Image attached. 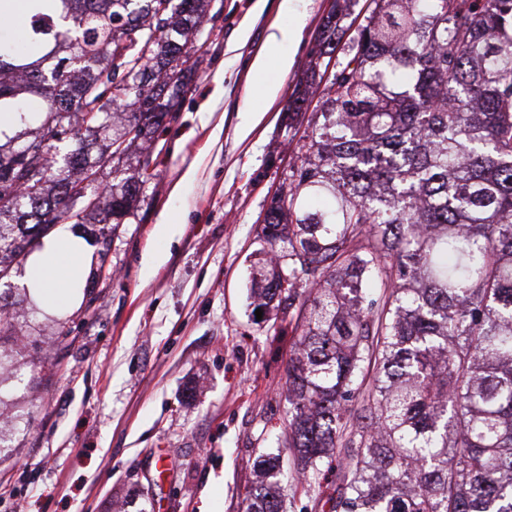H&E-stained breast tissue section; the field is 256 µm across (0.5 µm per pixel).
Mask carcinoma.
I'll list each match as a JSON object with an SVG mask.
<instances>
[{"label": "carcinoma", "mask_w": 512, "mask_h": 512, "mask_svg": "<svg viewBox=\"0 0 512 512\" xmlns=\"http://www.w3.org/2000/svg\"><path fill=\"white\" fill-rule=\"evenodd\" d=\"M210 2L32 0L31 51L0 41L22 125L0 140V281L91 211L105 261L155 178L124 161L179 111ZM357 2L334 0L288 96L298 150L257 231L254 301L295 320L285 447L304 478L336 470L327 512H512V0ZM280 458L241 512H284Z\"/></svg>", "instance_id": "carcinoma-1"}]
</instances>
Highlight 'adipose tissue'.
Masks as SVG:
<instances>
[{"instance_id": "1", "label": "adipose tissue", "mask_w": 512, "mask_h": 512, "mask_svg": "<svg viewBox=\"0 0 512 512\" xmlns=\"http://www.w3.org/2000/svg\"><path fill=\"white\" fill-rule=\"evenodd\" d=\"M301 0H279L281 14L291 16L292 24L277 26L268 35L265 50L252 58L254 73H267L269 68L288 72L293 65L289 51L299 37L305 13ZM88 257L87 249L69 231H60L54 239L45 242L40 251L33 253L28 263V286L39 301L60 307L73 299V281L78 277Z\"/></svg>"}]
</instances>
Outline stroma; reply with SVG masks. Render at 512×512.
<instances>
[{"label": "stroma", "instance_id": "35a3bbf8", "mask_svg": "<svg viewBox=\"0 0 512 512\" xmlns=\"http://www.w3.org/2000/svg\"><path fill=\"white\" fill-rule=\"evenodd\" d=\"M278 2L224 0L196 41L198 65L153 154L156 177L103 268L82 270L92 306L32 316L27 259L12 260L0 512L18 500L26 512H239L256 458L279 450L293 336L256 318L247 276L259 220L296 151L283 107L332 0H303L294 64L276 74L269 101L249 64L272 26L290 22ZM248 108L262 118L243 139Z\"/></svg>", "mask_w": 512, "mask_h": 512}]
</instances>
